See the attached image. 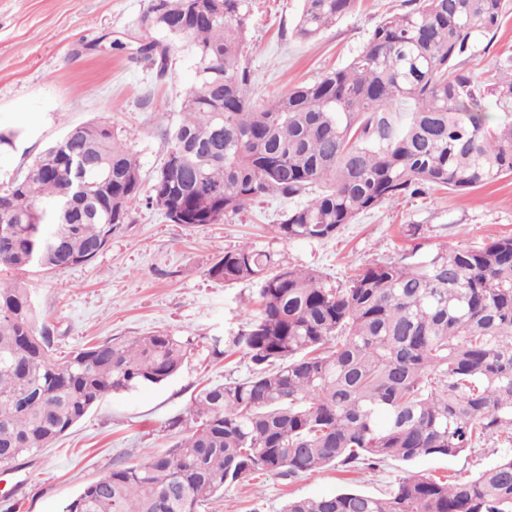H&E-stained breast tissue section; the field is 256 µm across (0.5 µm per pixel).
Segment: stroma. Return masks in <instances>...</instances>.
I'll use <instances>...</instances> for the list:
<instances>
[{
	"label": "stroma",
	"instance_id": "35a3bbf8",
	"mask_svg": "<svg viewBox=\"0 0 512 512\" xmlns=\"http://www.w3.org/2000/svg\"><path fill=\"white\" fill-rule=\"evenodd\" d=\"M402 0H359L357 9L317 40L296 38L300 0H254L245 47L257 102L343 67L363 48L386 12ZM148 0H0V191L24 175L33 160L68 129L104 122L135 155L143 200L130 221L85 265L47 274L0 270V282L28 283L40 318L53 333L61 358L108 338L156 331L189 340L180 371L159 385L104 398L41 454L0 470V512H62L87 483L113 465L141 463L170 445L168 419L183 414L207 386L251 373L242 351L212 353L216 338L231 341L255 312L256 288L209 277L224 251L249 242L280 253L289 264L315 269L342 282L354 270L411 249L407 224L421 225L423 251L446 245L478 248L512 236V175L466 192L431 188L360 214L335 237L285 243L273 231L289 204L277 197L249 203L221 224H176L145 201L167 151L166 134L180 120L187 92L199 79L191 49L174 44L166 74L135 53ZM512 63V10L489 49H477L465 67L477 80ZM502 442H482L456 457L388 460L345 472L327 467L298 476L260 471L217 493L201 512H283L288 500L344 490L385 496L399 479L423 475L458 481L494 464Z\"/></svg>",
	"mask_w": 512,
	"mask_h": 512
}]
</instances>
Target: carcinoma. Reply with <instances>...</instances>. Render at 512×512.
Returning <instances> with one entry per match:
<instances>
[{"mask_svg": "<svg viewBox=\"0 0 512 512\" xmlns=\"http://www.w3.org/2000/svg\"><path fill=\"white\" fill-rule=\"evenodd\" d=\"M357 2L302 0L295 36L318 38ZM511 5L403 0L347 66L258 105L243 59L252 0H149L141 27L188 43L200 79L147 203L176 224L204 225L262 197L299 198L275 232L283 242L320 241L387 200L512 175V65L492 76L503 112L494 124L463 67ZM170 50L155 37L138 48L161 75ZM402 101L413 111L398 129L386 108ZM73 131L0 193V267L88 263L129 222L141 194L133 153L105 123ZM72 156L84 160L87 192L67 221ZM208 275L257 286L259 310L232 340L251 375L200 391L188 418L168 421L167 450L112 468L63 512H199L258 470L348 471L455 457L502 434L512 442V237L429 253L417 244L344 284L247 242ZM186 353V342L156 333L55 359L31 288L0 284V467L48 447L103 398L169 380ZM283 512H512V451L451 484L413 475L385 497L295 498Z\"/></svg>", "mask_w": 512, "mask_h": 512, "instance_id": "obj_1", "label": "carcinoma"}]
</instances>
